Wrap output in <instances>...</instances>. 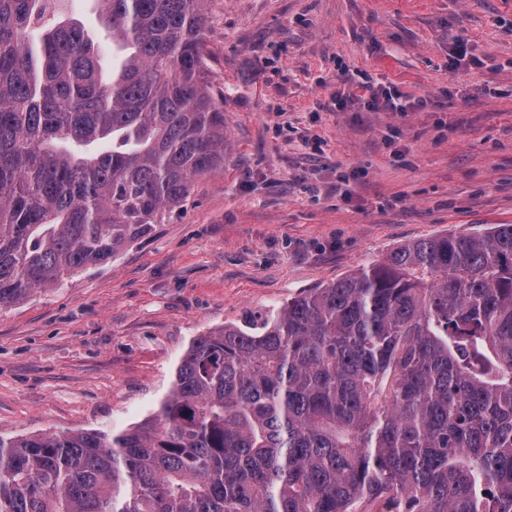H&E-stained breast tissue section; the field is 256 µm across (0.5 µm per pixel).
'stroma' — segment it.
<instances>
[{
    "mask_svg": "<svg viewBox=\"0 0 512 512\" xmlns=\"http://www.w3.org/2000/svg\"><path fill=\"white\" fill-rule=\"evenodd\" d=\"M224 164L108 264L0 309V435L118 433L199 336L512 224V0H206ZM482 67L449 68L457 41ZM430 98L329 108L338 79Z\"/></svg>",
    "mask_w": 512,
    "mask_h": 512,
    "instance_id": "obj_1",
    "label": "stroma"
}]
</instances>
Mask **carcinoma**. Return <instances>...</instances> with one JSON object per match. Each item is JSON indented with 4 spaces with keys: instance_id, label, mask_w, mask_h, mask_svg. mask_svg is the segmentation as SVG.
I'll return each mask as SVG.
<instances>
[{
    "instance_id": "carcinoma-1",
    "label": "carcinoma",
    "mask_w": 512,
    "mask_h": 512,
    "mask_svg": "<svg viewBox=\"0 0 512 512\" xmlns=\"http://www.w3.org/2000/svg\"><path fill=\"white\" fill-rule=\"evenodd\" d=\"M0 0V307L107 263L224 163L206 0ZM512 512V224L192 340L117 434L0 435V512ZM69 13L80 19L94 42L99 45L106 68H112V40L98 21L93 0H69Z\"/></svg>"
}]
</instances>
